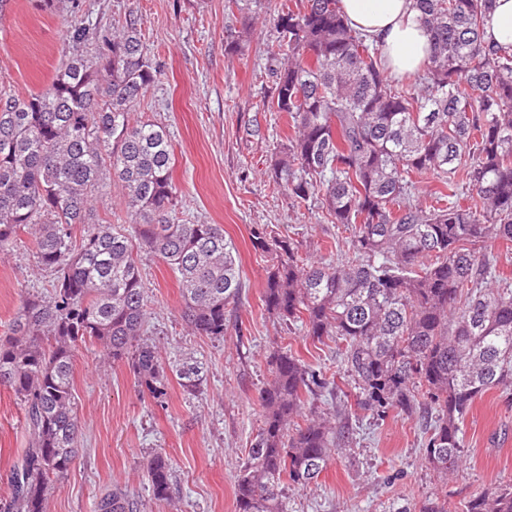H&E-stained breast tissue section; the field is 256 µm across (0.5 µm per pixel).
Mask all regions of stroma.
<instances>
[{"instance_id":"obj_1","label":"stroma","mask_w":512,"mask_h":512,"mask_svg":"<svg viewBox=\"0 0 512 512\" xmlns=\"http://www.w3.org/2000/svg\"><path fill=\"white\" fill-rule=\"evenodd\" d=\"M280 0H243L234 14L224 0H80L73 23L108 28L135 16L159 69L133 108L136 119L164 127L174 152L179 219L220 224L236 248L244 284L224 337L192 334L182 322L174 271L141 252L148 287V334L163 362L191 356L205 373L190 392L169 380L165 396L143 394L127 360L103 361L95 346L80 348L73 389L84 427L83 446L47 500V512H94L99 496L121 487L143 512H238L235 484L258 429L259 391L270 379L272 346L291 348L305 364L342 382L335 340L317 342L301 326H286L262 301L270 255L255 251L250 229L269 225L297 242L300 256L337 259L346 248L343 226L324 223L318 207H297L275 188L270 161L288 131L287 118L265 111L271 85L265 44L274 33ZM67 25L10 0L0 13V89L25 95L45 85L67 59ZM260 124V135L249 134ZM56 278L41 269L29 242L0 253V337L24 297L51 294ZM352 439L317 483L292 484L288 512H421L447 495L450 512L491 489L512 485V403L499 390L474 402L466 419L465 462L442 479L427 464L418 416L379 418L353 410ZM24 406L0 388V493L27 446ZM172 464L173 497L156 501L145 475L154 453Z\"/></svg>"}]
</instances>
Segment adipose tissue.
Here are the masks:
<instances>
[{
	"instance_id": "obj_1",
	"label": "adipose tissue",
	"mask_w": 512,
	"mask_h": 512,
	"mask_svg": "<svg viewBox=\"0 0 512 512\" xmlns=\"http://www.w3.org/2000/svg\"><path fill=\"white\" fill-rule=\"evenodd\" d=\"M340 7L349 26L367 35L386 55L390 76L420 72L430 42L415 0H341Z\"/></svg>"
}]
</instances>
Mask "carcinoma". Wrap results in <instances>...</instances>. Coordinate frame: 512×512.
<instances>
[{"mask_svg":"<svg viewBox=\"0 0 512 512\" xmlns=\"http://www.w3.org/2000/svg\"><path fill=\"white\" fill-rule=\"evenodd\" d=\"M492 0H416L431 48L414 83L389 79L381 50L354 31L339 0H282L266 43L267 108L288 116L272 178L292 204L318 200L322 218L349 230L334 264L307 263L265 224L256 251L275 256L263 302L284 323L342 344L357 405L379 418L425 409V460L447 477L465 456V420L491 389L512 398V279L487 242L512 243V48L484 41ZM73 53L28 95L0 92V252L29 235L56 274L47 299L22 300L0 339V387L26 412L28 447L13 466L0 512H46L54 481L78 455L73 396L79 347L130 358L142 391L158 399L168 375L193 391L202 367L166 366L143 336L147 296L134 249L180 275L181 319L222 337L242 288L236 249L220 224L176 216L166 130L132 119L157 76L134 15L115 30L79 27ZM466 172V202L453 190ZM452 193L413 200V177ZM121 188L133 224L95 218V195ZM88 225L80 247L72 229ZM259 392L264 420L235 487L238 512H287L288 484L317 481L350 443L327 413L303 415L304 394L329 389L292 350L270 354ZM154 499L172 498V467L147 463ZM95 512H141L115 488ZM465 512H512V485L471 498Z\"/></svg>","mask_w":512,"mask_h":512,"instance_id":"1","label":"carcinoma"}]
</instances>
